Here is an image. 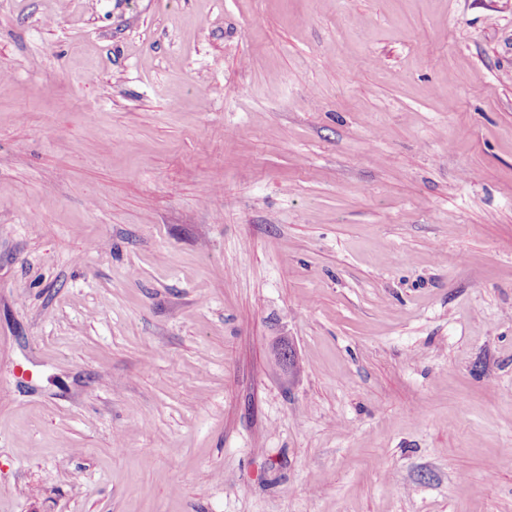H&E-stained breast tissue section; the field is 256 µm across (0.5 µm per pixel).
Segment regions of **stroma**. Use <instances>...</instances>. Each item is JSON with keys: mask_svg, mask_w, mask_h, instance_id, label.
I'll return each mask as SVG.
<instances>
[{"mask_svg": "<svg viewBox=\"0 0 512 512\" xmlns=\"http://www.w3.org/2000/svg\"><path fill=\"white\" fill-rule=\"evenodd\" d=\"M0 512H512V0H0Z\"/></svg>", "mask_w": 512, "mask_h": 512, "instance_id": "stroma-1", "label": "stroma"}]
</instances>
